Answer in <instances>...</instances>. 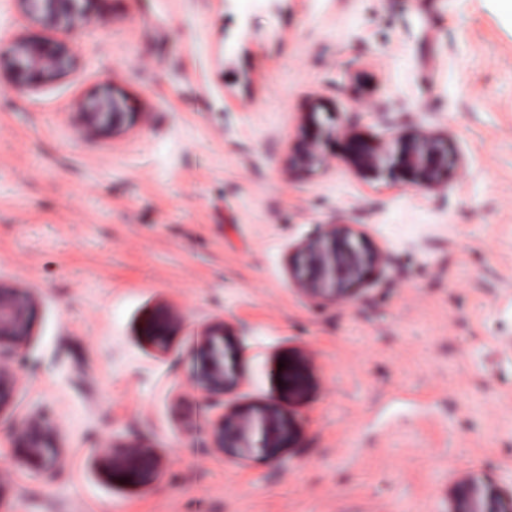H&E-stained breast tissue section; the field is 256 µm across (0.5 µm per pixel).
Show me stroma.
Wrapping results in <instances>:
<instances>
[{
    "label": "stroma",
    "instance_id": "obj_1",
    "mask_svg": "<svg viewBox=\"0 0 512 512\" xmlns=\"http://www.w3.org/2000/svg\"><path fill=\"white\" fill-rule=\"evenodd\" d=\"M81 63L39 92L0 71V280L38 306L12 416L49 405L54 475L10 464L7 512H446L454 481L512 483V20L498 0H93ZM113 87L134 125L90 136ZM447 133L440 191L342 162L287 170L301 128ZM387 256L353 301L299 293L321 225ZM182 325L168 352L145 328ZM221 319L243 351L229 401L275 402L265 448L218 453L184 374ZM161 457L148 490L95 440ZM129 113L134 112H121L120 102L113 92L79 102L75 110L78 123L91 134H114ZM179 313L173 309H163L159 318L147 329V336L160 350H167L171 344L172 330L179 324Z\"/></svg>",
    "mask_w": 512,
    "mask_h": 512
}]
</instances>
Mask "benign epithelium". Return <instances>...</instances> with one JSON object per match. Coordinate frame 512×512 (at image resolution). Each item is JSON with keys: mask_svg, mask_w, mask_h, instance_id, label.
Here are the masks:
<instances>
[{"mask_svg": "<svg viewBox=\"0 0 512 512\" xmlns=\"http://www.w3.org/2000/svg\"><path fill=\"white\" fill-rule=\"evenodd\" d=\"M29 21L46 30L73 32L86 18L83 4L89 0H15ZM15 82L35 92L64 77L76 64L73 48L65 41L16 36L7 53H0ZM78 123L91 134L115 133L126 113L111 93L97 95L77 104ZM339 139L340 160L356 175L366 179L387 176L402 186L438 191L463 177V161L442 133L414 124L386 137L364 136L352 129L340 133L307 125L298 138L292 167L310 169L328 164L323 152L326 141ZM387 260L382 252L365 247L349 224H325L318 235L295 247L293 283L311 298L336 303L349 301L348 294L374 266ZM37 303L23 287L0 281V416L12 409L14 396L25 374L34 370L22 352L33 334ZM179 313L162 310L147 329V336L160 350H167L172 330L179 324ZM242 351L225 342V323L215 320L199 333L189 354L187 382L211 408L220 412L208 420V447L222 453L226 448H251L264 443L267 418L253 410L225 403L226 393L240 383L228 372L239 361ZM11 456L30 470L42 473L55 468L60 460L57 434L47 411L34 412L19 424ZM152 451L134 442L112 445L104 455L107 467L115 462L125 466L126 479L142 488L153 479ZM448 512H512V487L488 485L478 491L473 483L455 481L448 497Z\"/></svg>", "mask_w": 512, "mask_h": 512, "instance_id": "7a95c632", "label": "benign epithelium"}]
</instances>
